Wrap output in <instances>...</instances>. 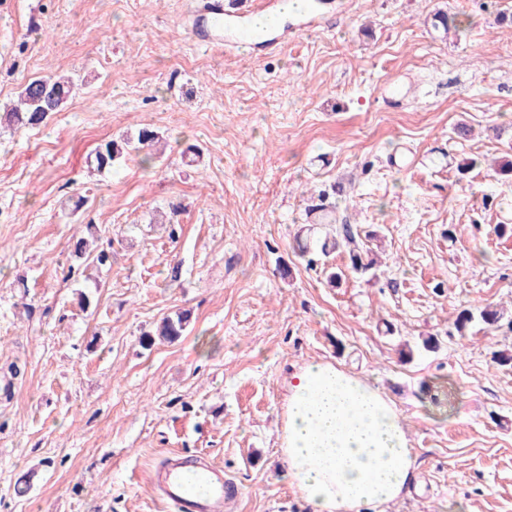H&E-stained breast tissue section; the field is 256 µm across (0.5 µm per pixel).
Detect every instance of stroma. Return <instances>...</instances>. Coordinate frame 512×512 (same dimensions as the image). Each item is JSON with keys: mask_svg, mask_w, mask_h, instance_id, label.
I'll return each mask as SVG.
<instances>
[{"mask_svg": "<svg viewBox=\"0 0 512 512\" xmlns=\"http://www.w3.org/2000/svg\"><path fill=\"white\" fill-rule=\"evenodd\" d=\"M185 5L0 0V104L78 85L0 130V512H177L152 482L175 457L222 467L232 512H308L279 448L285 381L318 359L407 423L416 481L388 512H512V0H329L279 50L202 48ZM145 126L161 159L96 171ZM334 181L337 216L378 234L374 275L296 251ZM90 224L109 260L69 277ZM486 305L495 327L457 333ZM180 310L186 333L144 346ZM44 84H47V90ZM74 89L73 80L67 76L31 80L18 92L17 103L0 113V126H38L49 114L60 110L73 95ZM344 188L340 184L333 183L330 185L329 189H322L318 192L317 195H311L307 201L310 203L307 204L305 208L306 219H312V216L316 218L318 216L319 220L308 221V224H336V219H329L330 215L334 212L336 208L335 204L329 202L330 197H335L336 195H343ZM333 204V205H332Z\"/></svg>", "mask_w": 512, "mask_h": 512, "instance_id": "35a3bbf8", "label": "stroma"}]
</instances>
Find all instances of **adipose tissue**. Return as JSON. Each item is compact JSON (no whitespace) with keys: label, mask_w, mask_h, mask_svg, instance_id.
<instances>
[{"label":"adipose tissue","mask_w":512,"mask_h":512,"mask_svg":"<svg viewBox=\"0 0 512 512\" xmlns=\"http://www.w3.org/2000/svg\"><path fill=\"white\" fill-rule=\"evenodd\" d=\"M281 456L308 512H386L416 470L405 419L357 375L319 360L291 373Z\"/></svg>","instance_id":"1"}]
</instances>
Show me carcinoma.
Masks as SVG:
<instances>
[{
	"label": "carcinoma",
	"mask_w": 512,
	"mask_h": 512,
	"mask_svg": "<svg viewBox=\"0 0 512 512\" xmlns=\"http://www.w3.org/2000/svg\"><path fill=\"white\" fill-rule=\"evenodd\" d=\"M75 84L67 76H54L39 78L25 84L17 95V103L10 109L0 113V125L8 127H35L40 125L49 114L57 112L73 95ZM160 139L157 132L149 128H142L133 138L109 140L99 145L94 153L96 169L103 171L110 169L124 154L135 152L144 153V161L154 159L152 147ZM344 193L340 184H332L327 189H322L316 195L308 198L309 204L305 208L306 218H318L320 224H334L336 220L330 218L335 206L329 199ZM375 237V234L361 230L350 224H342L336 229V234L324 239H313L306 235V240L301 244V254L307 258V264L315 262V254L326 255L334 250L345 248L348 250L351 268L360 275L371 273L376 261L371 257L372 250L365 247V241ZM500 313L494 309L485 307L475 314L465 309L456 318V329L459 333L465 330L475 321L480 320L485 325L493 327L499 323ZM190 320V313L179 311L172 316H166L156 326L154 333L145 338V342L151 344L155 339L174 341L183 335Z\"/></svg>",
	"instance_id": "obj_1"
}]
</instances>
